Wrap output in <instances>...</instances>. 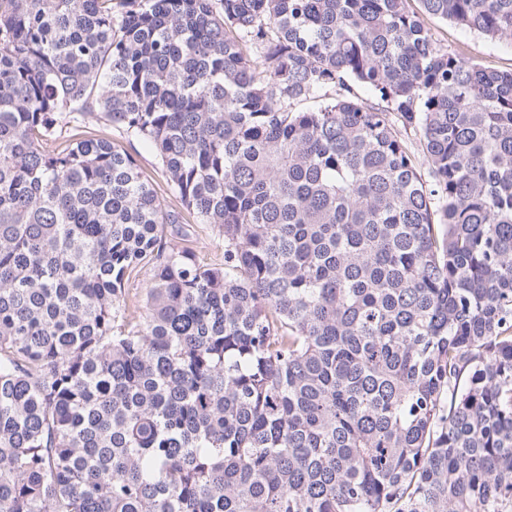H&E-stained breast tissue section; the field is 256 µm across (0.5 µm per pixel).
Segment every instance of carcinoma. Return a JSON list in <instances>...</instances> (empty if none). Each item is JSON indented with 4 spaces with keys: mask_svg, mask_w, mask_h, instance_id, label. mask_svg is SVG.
<instances>
[{
    "mask_svg": "<svg viewBox=\"0 0 512 512\" xmlns=\"http://www.w3.org/2000/svg\"><path fill=\"white\" fill-rule=\"evenodd\" d=\"M409 2L0 0V512H512V70ZM427 26L441 49L500 70L512 69V45L462 28L448 20L425 16ZM90 131L95 132L105 129L112 134V141L130 155L137 165L138 171L147 178L156 188L166 203L172 206L178 205L177 199L173 196L156 154L153 149L143 141L129 137L115 129H106L100 121H92L89 125ZM183 215L191 232L184 245L204 261H209L219 255L223 251L224 242L214 227L211 224H202L194 214H190L188 211H184Z\"/></svg>",
    "mask_w": 512,
    "mask_h": 512,
    "instance_id": "carcinoma-1",
    "label": "carcinoma"
}]
</instances>
